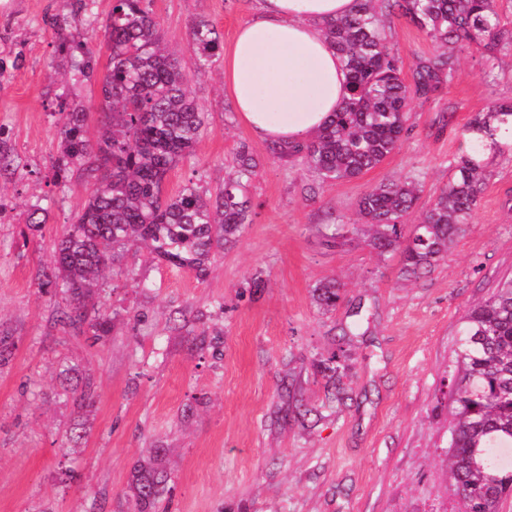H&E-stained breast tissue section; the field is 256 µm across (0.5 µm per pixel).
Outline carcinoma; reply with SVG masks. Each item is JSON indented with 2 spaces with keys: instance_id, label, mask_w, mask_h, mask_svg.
Returning <instances> with one entry per match:
<instances>
[{
  "instance_id": "carcinoma-1",
  "label": "carcinoma",
  "mask_w": 512,
  "mask_h": 512,
  "mask_svg": "<svg viewBox=\"0 0 512 512\" xmlns=\"http://www.w3.org/2000/svg\"><path fill=\"white\" fill-rule=\"evenodd\" d=\"M94 0H73L68 23L91 26ZM153 0H113L103 22L108 65L98 76V57L70 34L58 48L77 81L99 86L102 121L89 130L85 106L75 103L59 129L60 153L54 183L64 188L74 173L88 184L84 204L54 241L53 265L37 272L41 291L61 296L65 323L98 341L112 332L117 313L103 300V272L125 251L145 246L160 261L188 268L199 279L211 257L237 241L252 223L246 186L257 160L245 145L236 156L235 176L213 193L189 184L163 194L166 175L190 156L207 129V113L189 96L188 84L208 73L223 53L215 26L199 22L191 32L193 71L168 49L152 9ZM401 13L429 34L439 52L419 58L405 75L383 19ZM324 33L348 73V96L329 122L303 143L271 146L280 157L298 156L323 182L358 178L399 149L408 131L412 100L435 99L458 76L465 50L486 58L491 74L497 54L512 51V30L504 28L497 0H358L355 13L328 22ZM512 122V101L475 116L464 132L468 149L449 165L448 183L422 212L409 216L419 200L413 181L381 183L357 202L360 223L371 230L369 245L381 256L398 251L402 272L419 278L431 272L470 223L477 206L485 154L512 157V144L495 139L498 125ZM15 156L0 135V174ZM322 308L336 306L335 281L313 288ZM450 400L449 474L462 512H502L512 495V466L499 464L493 448H512V279L472 305L461 317L456 358L448 372ZM92 380L83 378L73 405L93 404ZM170 475L150 461L133 471L139 512H154L168 491Z\"/></svg>"
}]
</instances>
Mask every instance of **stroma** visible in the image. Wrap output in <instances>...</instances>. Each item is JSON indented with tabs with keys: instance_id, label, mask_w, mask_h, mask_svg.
Instances as JSON below:
<instances>
[{
	"instance_id": "1",
	"label": "stroma",
	"mask_w": 512,
	"mask_h": 512,
	"mask_svg": "<svg viewBox=\"0 0 512 512\" xmlns=\"http://www.w3.org/2000/svg\"><path fill=\"white\" fill-rule=\"evenodd\" d=\"M71 5L0 4V130L19 158L0 177V333L12 343L0 364V512H136L133 467L153 456L172 476L155 512H460L443 379L461 315L512 275V158L490 159L470 223L424 277H405L399 256H379L363 234L330 243L319 227L352 223L359 197L382 182L417 179L425 207L447 183L470 119L512 99V58L500 56L487 79L478 55L461 54L437 100L412 101L401 149L361 177L324 184L298 158L272 156L240 121L223 64L192 80L209 127L164 190H216L248 146L259 161L253 221L203 280L146 249L126 251L105 272L118 317L96 341L73 335L60 298L36 279L87 196L80 177L64 189L52 181L60 104L82 101L91 123L101 118L96 85L68 83L56 51L55 23ZM254 6L154 0L153 11L189 65L196 22L208 20L228 46ZM387 26L405 66L434 52L406 18ZM42 201L47 222L30 231L27 214ZM329 279L342 295L325 310L312 289ZM339 347L335 382L319 365ZM69 369L96 386L80 413ZM77 421L86 438L73 448L66 433Z\"/></svg>"
}]
</instances>
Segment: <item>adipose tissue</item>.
<instances>
[{
  "instance_id": "1",
  "label": "adipose tissue",
  "mask_w": 512,
  "mask_h": 512,
  "mask_svg": "<svg viewBox=\"0 0 512 512\" xmlns=\"http://www.w3.org/2000/svg\"><path fill=\"white\" fill-rule=\"evenodd\" d=\"M357 0H255L224 54V85L259 138L282 145L320 130L347 95V74L325 34Z\"/></svg>"
}]
</instances>
